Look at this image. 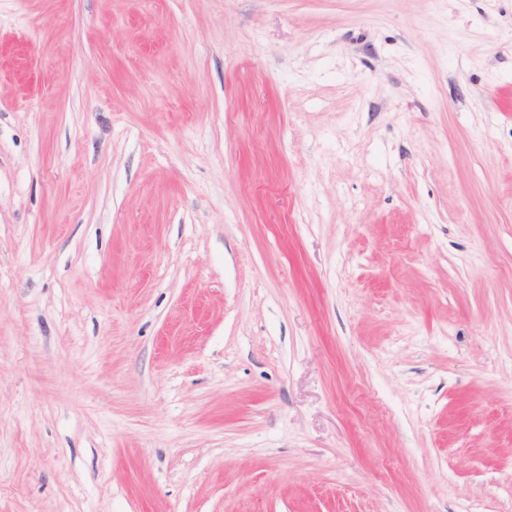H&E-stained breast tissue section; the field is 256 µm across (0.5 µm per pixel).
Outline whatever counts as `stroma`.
Here are the masks:
<instances>
[{"mask_svg":"<svg viewBox=\"0 0 512 512\" xmlns=\"http://www.w3.org/2000/svg\"><path fill=\"white\" fill-rule=\"evenodd\" d=\"M0 512H512V0H0Z\"/></svg>","mask_w":512,"mask_h":512,"instance_id":"1","label":"stroma"}]
</instances>
